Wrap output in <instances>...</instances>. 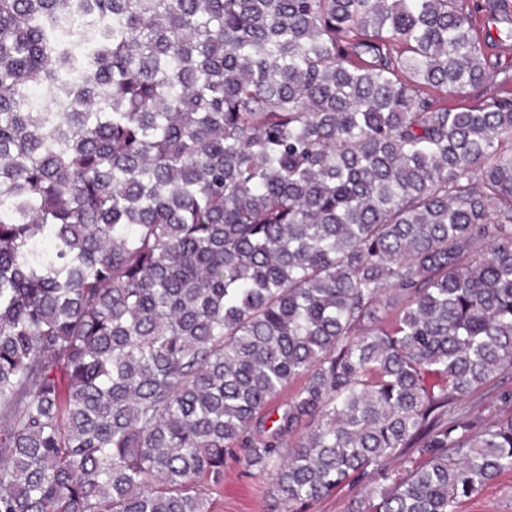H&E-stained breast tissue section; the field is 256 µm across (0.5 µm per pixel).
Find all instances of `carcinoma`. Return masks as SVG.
I'll list each match as a JSON object with an SVG mask.
<instances>
[{"instance_id": "obj_1", "label": "carcinoma", "mask_w": 512, "mask_h": 512, "mask_svg": "<svg viewBox=\"0 0 512 512\" xmlns=\"http://www.w3.org/2000/svg\"><path fill=\"white\" fill-rule=\"evenodd\" d=\"M503 372L512 92L460 0H0V512H211L235 451L271 512H458ZM505 390H512V375L508 373L499 375L488 385L469 396L464 402L489 401L492 397L497 396L499 392ZM368 492L366 485L356 488L339 487L329 496L306 506L302 512H347L349 502L355 497H364Z\"/></svg>"}]
</instances>
